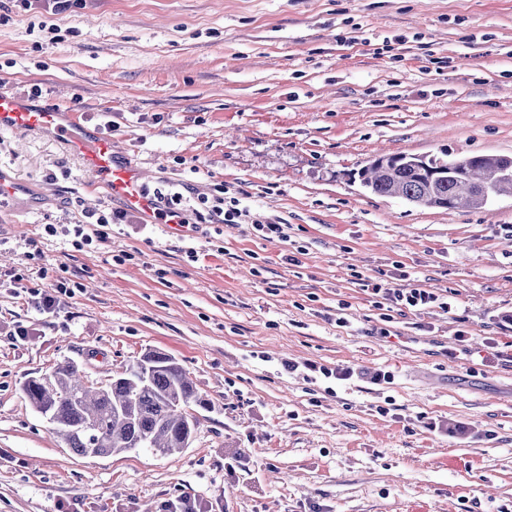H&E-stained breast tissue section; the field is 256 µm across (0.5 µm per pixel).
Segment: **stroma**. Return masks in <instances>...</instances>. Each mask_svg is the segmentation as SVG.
<instances>
[{"label":"stroma","instance_id":"1","mask_svg":"<svg viewBox=\"0 0 512 512\" xmlns=\"http://www.w3.org/2000/svg\"><path fill=\"white\" fill-rule=\"evenodd\" d=\"M1 87L101 128L182 209L225 190L288 238L132 218L74 247L115 202L58 141L0 132L24 187L0 210V512H512V197L418 208L359 178L380 151L512 156V0H0ZM365 281L453 309L386 323ZM151 351L210 403L172 456L76 455L20 390ZM78 284H73L67 281H58L56 288L41 289V291L35 292V295L39 296L35 302L36 307L43 313H54L56 308L59 306V296L72 294V288H78Z\"/></svg>","mask_w":512,"mask_h":512}]
</instances>
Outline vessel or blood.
<instances>
[{
  "mask_svg": "<svg viewBox=\"0 0 512 512\" xmlns=\"http://www.w3.org/2000/svg\"><path fill=\"white\" fill-rule=\"evenodd\" d=\"M36 131L60 140L78 157L92 181L139 223L156 224L161 204L140 169L112 144L110 137L84 124L71 112L40 107L0 91V131Z\"/></svg>",
  "mask_w": 512,
  "mask_h": 512,
  "instance_id": "vessel-or-blood-1",
  "label": "vessel or blood"
}]
</instances>
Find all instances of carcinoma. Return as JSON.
Listing matches in <instances>:
<instances>
[{
	"label": "carcinoma",
	"mask_w": 512,
	"mask_h": 512,
	"mask_svg": "<svg viewBox=\"0 0 512 512\" xmlns=\"http://www.w3.org/2000/svg\"><path fill=\"white\" fill-rule=\"evenodd\" d=\"M512 156L460 154L455 157L379 154L363 167L362 185L381 197L417 207L482 209L512 196ZM21 391L73 452L110 456L149 448L173 455L188 447L198 426L191 406L206 408L176 358L149 352L117 372L104 386L84 385L77 364L56 366L49 378H27Z\"/></svg>",
	"instance_id": "obj_1"
}]
</instances>
